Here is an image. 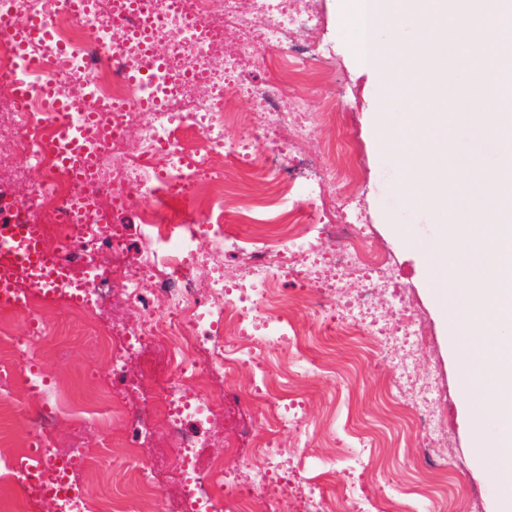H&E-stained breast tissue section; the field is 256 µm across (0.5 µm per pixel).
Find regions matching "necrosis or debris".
Returning <instances> with one entry per match:
<instances>
[{
    "label": "necrosis or debris",
    "instance_id": "obj_1",
    "mask_svg": "<svg viewBox=\"0 0 512 512\" xmlns=\"http://www.w3.org/2000/svg\"><path fill=\"white\" fill-rule=\"evenodd\" d=\"M7 7L16 24L38 19L49 34L21 49L0 37V144L8 143L16 160L13 187L0 185V203L41 224L47 248L86 284L77 312L99 325V347L112 369L109 387H93L77 410L63 412L58 393L32 386L29 367L50 333L45 317L69 307V300L31 291L19 307L0 308V327L18 318L39 324L37 335L13 337L10 357L0 360V440L11 433L9 396L14 388L27 389L40 400L32 410L29 438L43 450L44 481L55 479L56 462L74 465L73 493L47 502V512H123L120 503L94 501L85 484L88 452L59 447L56 424L65 414L83 424L113 408L114 385H133L147 409L126 430L127 457L138 456L142 434L158 422L174 442L144 473L140 493L151 492L153 476L162 474L179 489L165 512H249L256 496L265 499L267 512H281L296 486L279 473L287 459H295L300 472L305 461L276 438L303 426L300 407L279 408L277 390L256 395L266 406L260 422L268 433L253 439L248 454L233 443L205 467L198 454L219 404L199 392V384L213 374L231 376L263 356L304 351L290 330L297 301L286 297L273 303L276 283L297 280L337 291L339 310L326 309L321 316L328 330L376 336L407 351L424 336L386 257L367 233L357 191L360 166L352 151L326 159L305 152L314 136L305 89L332 52L320 36L321 0H143L128 16L122 0H80L76 10L68 0H7ZM234 40L242 53L225 56L223 66L214 67V54ZM261 47L268 50V76L252 84L244 71L250 51ZM107 49L115 50V57L103 59ZM30 58L39 61V69H27ZM21 80L33 88L24 102L16 96ZM46 84L66 104L81 94L85 111L111 114L113 126L137 125L136 151L126 150L124 136L107 137L99 127L83 124L80 114L50 111L40 94ZM230 85L247 94L259 124L234 126L224 108ZM63 118L78 127L88 148L93 181L82 190L97 198L94 209L75 215L66 204L81 188L61 168L55 150ZM261 141L262 155L256 150ZM268 158L307 171L242 214L251 236L229 232L219 222L197 223L196 214L224 199V161H233L248 177ZM33 170L40 180L29 189L25 183ZM120 210L134 215L148 241L131 258L127 227L115 220ZM231 252L242 264L230 286L224 258ZM200 269L209 272L203 288L195 280ZM346 273L358 278L359 288L340 291ZM115 301L133 315V326L110 321ZM383 307L391 310V319L380 318ZM144 346L162 354L165 374L130 382L126 357ZM299 487L305 492L304 512L383 507L366 492L336 500L315 477L304 476Z\"/></svg>",
    "mask_w": 512,
    "mask_h": 512
}]
</instances>
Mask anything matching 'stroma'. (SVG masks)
<instances>
[{
    "label": "stroma",
    "instance_id": "35a3bbf8",
    "mask_svg": "<svg viewBox=\"0 0 512 512\" xmlns=\"http://www.w3.org/2000/svg\"><path fill=\"white\" fill-rule=\"evenodd\" d=\"M323 10L325 36L335 55L308 93L309 106L315 114V135L309 152L321 155L347 140L358 153L363 165L362 190L371 240L389 255L394 280L405 289L425 324L426 341L408 354L401 350L385 352L378 349L372 336L327 335L321 321L300 307L295 319L302 340L307 350L322 356L330 365V372L291 377L284 363L272 359L266 372L247 364L238 368L229 381L212 377L210 387L223 390L225 408L234 413L241 425L252 429L259 426L257 410L247 397L260 377H267L273 386L299 398L305 414L301 452L308 468H326L329 493H344L347 486L357 483L383 487L385 497L397 505L404 502L406 492L415 491L421 512H495L502 489L496 476L482 469L475 458L465 401L458 392L462 368L447 347L441 314L427 298L425 258L420 249L392 238L386 231L390 221L410 225L415 237L426 246L437 237L439 226L433 214L409 209L397 195V173L388 154L375 146L369 128V116L378 110L383 92L370 71L357 61L353 40L342 25L340 0H323ZM329 96L335 97L340 113L336 123L321 114ZM269 177L268 168H259L247 189L238 190V168L225 162L224 224L238 226L243 203L269 194ZM49 322L55 330V340L41 352L39 364L52 389L75 395L83 389L86 376L108 379L110 365L97 351L95 326L67 309L51 313ZM405 370L432 387V412L448 433L447 453L454 464L448 477H437L424 469L418 454L422 436L419 423L403 408L393 388ZM143 407L140 399H126L121 414L102 422H87L77 432L69 419H62L57 425V439L65 443L76 433L83 447L89 448L94 463L87 482L96 497L123 499L128 512H160L163 501L174 492L166 477L155 478L152 495L131 494L140 469L151 466V450H144L128 469L118 470L111 464L110 450L102 446L104 435L122 434L128 419L138 416ZM357 434L381 465V473L390 475L389 486H382L381 473L352 469L340 456V442Z\"/></svg>",
    "mask_w": 512,
    "mask_h": 512
}]
</instances>
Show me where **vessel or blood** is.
Wrapping results in <instances>:
<instances>
[{
  "instance_id": "vessel-or-blood-1",
  "label": "vessel or blood",
  "mask_w": 512,
  "mask_h": 512,
  "mask_svg": "<svg viewBox=\"0 0 512 512\" xmlns=\"http://www.w3.org/2000/svg\"><path fill=\"white\" fill-rule=\"evenodd\" d=\"M39 22L17 27L7 13L0 10V34L23 42L42 35ZM77 128L63 125L58 131L57 155L60 165L77 181L91 175L80 149ZM36 290L48 295L62 294L69 301L80 302L85 286L73 279L68 268L55 261L46 250L42 228L32 219L22 217L9 224H0V306L13 307L23 293Z\"/></svg>"
}]
</instances>
